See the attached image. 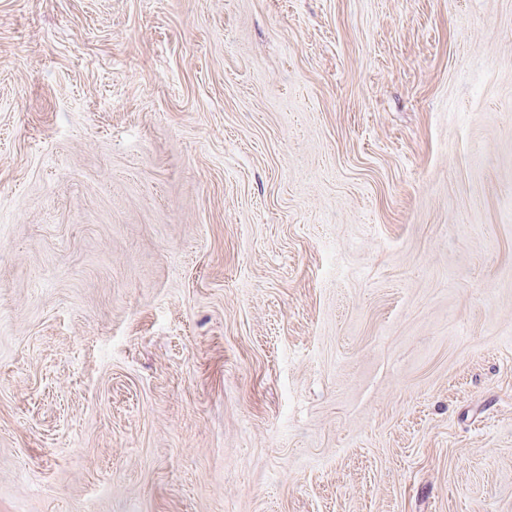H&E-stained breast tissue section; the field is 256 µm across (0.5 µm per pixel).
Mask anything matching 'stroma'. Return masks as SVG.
Returning <instances> with one entry per match:
<instances>
[{
	"label": "stroma",
	"mask_w": 512,
	"mask_h": 512,
	"mask_svg": "<svg viewBox=\"0 0 512 512\" xmlns=\"http://www.w3.org/2000/svg\"><path fill=\"white\" fill-rule=\"evenodd\" d=\"M0 512H512V0H0Z\"/></svg>",
	"instance_id": "stroma-1"
}]
</instances>
